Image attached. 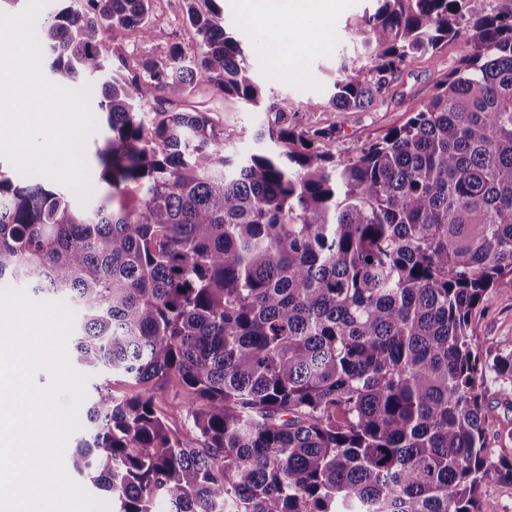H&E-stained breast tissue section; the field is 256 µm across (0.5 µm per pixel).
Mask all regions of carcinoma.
<instances>
[{
  "label": "carcinoma",
  "mask_w": 512,
  "mask_h": 512,
  "mask_svg": "<svg viewBox=\"0 0 512 512\" xmlns=\"http://www.w3.org/2000/svg\"><path fill=\"white\" fill-rule=\"evenodd\" d=\"M83 2L47 15L43 52L53 78L97 91L107 192L79 206L0 170V281L79 313L70 345L93 382L68 475L112 512L158 496L168 512H495L482 488L512 482V456L487 445L486 383L512 381V351L473 316L512 288V10L378 0L371 75L342 66L333 108L371 106L461 33L473 54L355 157L271 103L273 147L235 159L209 111L182 107L199 84L262 100L219 0H181L191 59L174 46L126 74L104 35H151L152 0ZM114 374L138 391L115 395Z\"/></svg>",
  "instance_id": "obj_1"
}]
</instances>
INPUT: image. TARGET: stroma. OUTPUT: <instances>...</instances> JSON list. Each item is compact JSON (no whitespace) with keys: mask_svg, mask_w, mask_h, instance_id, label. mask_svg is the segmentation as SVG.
Instances as JSON below:
<instances>
[{"mask_svg":"<svg viewBox=\"0 0 512 512\" xmlns=\"http://www.w3.org/2000/svg\"><path fill=\"white\" fill-rule=\"evenodd\" d=\"M375 9L374 0H344L342 8L327 22H313L292 33L293 51L287 63L278 67L264 49L262 35L240 11L238 0H223L224 28L247 46V63L262 90L264 104L282 107L289 120H303L315 129H333L326 147L339 157L357 156L368 143L404 124L433 95L438 83L473 52L466 37H457L437 51L418 56L371 107L357 112L337 111L328 103L332 84L341 62L369 64L360 25L363 15ZM149 24L153 33L148 37L135 30L106 33L105 52L130 66L145 60H166L174 45L181 46L186 56L196 53L199 39L177 0H153ZM191 102L210 109L223 124L226 153L246 157L259 150L255 136L266 129L269 119L262 107L221 95L204 84L196 87ZM473 326L480 341L500 351H512V288L487 293ZM508 395L512 396V383L489 382L490 414L485 435L493 448L499 447L505 431L512 430V407L504 401Z\"/></svg>","mask_w":512,"mask_h":512,"instance_id":"stroma-1","label":"stroma"}]
</instances>
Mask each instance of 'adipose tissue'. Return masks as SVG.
I'll use <instances>...</instances> for the list:
<instances>
[{"mask_svg":"<svg viewBox=\"0 0 512 512\" xmlns=\"http://www.w3.org/2000/svg\"><path fill=\"white\" fill-rule=\"evenodd\" d=\"M338 0H241V9L268 42L274 59L290 52L289 30L312 21L327 20L336 11Z\"/></svg>","mask_w":512,"mask_h":512,"instance_id":"ef3b65f1","label":"adipose tissue"}]
</instances>
